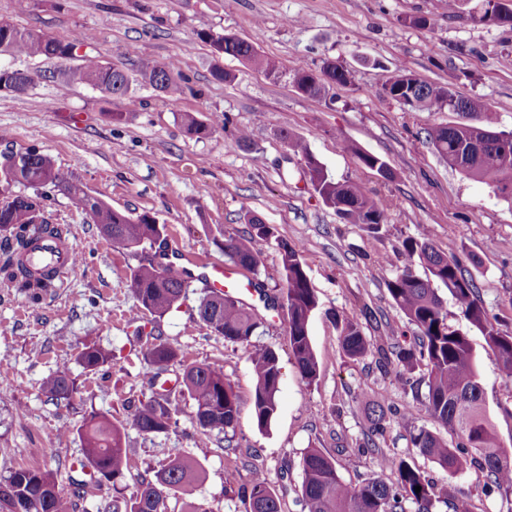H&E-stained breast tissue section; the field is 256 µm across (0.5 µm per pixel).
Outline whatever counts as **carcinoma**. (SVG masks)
<instances>
[{
    "label": "carcinoma",
    "mask_w": 512,
    "mask_h": 512,
    "mask_svg": "<svg viewBox=\"0 0 512 512\" xmlns=\"http://www.w3.org/2000/svg\"><path fill=\"white\" fill-rule=\"evenodd\" d=\"M470 17L491 15L502 26L512 27V7L503 0H482L480 8L469 11ZM197 36L211 43L214 49L237 58L251 67L277 76V60L261 53L245 40L229 44L224 36L206 29ZM77 45L64 43L46 35H37L14 24L0 20V54L40 57L59 62L75 56ZM139 74L146 83L165 97L177 98L184 93L185 78L175 62L159 64L144 59ZM47 78H62L69 83L95 87L106 94H127L130 75L122 62L104 63L95 56L85 55L81 63L60 67ZM409 74L396 71L382 84V91L396 100ZM300 93L320 98L333 85L349 82V72L333 62L323 66L322 75L300 67L294 75ZM32 84L30 75L14 69L12 74L0 70V91L24 94ZM415 104L410 109L427 112H452L457 92L451 87L432 85L424 81L414 93ZM468 111L478 117V124L436 126L427 137L448 166L474 180L483 181L506 200L512 201V132L497 129L496 113L479 99H466ZM181 122L188 135L206 138L224 128L217 120L202 121L186 112ZM289 149L310 168L313 189L325 205L333 208L346 224H359L377 229L386 223L388 205L362 185L335 180L326 167L309 151L303 140L291 133L283 134ZM360 162L385 179L392 178L387 164L378 156L356 151ZM21 185L32 193H17ZM57 190L65 191L90 216L102 236L124 243V248L137 250L144 245L166 248L165 225L147 214L132 217L103 199L93 196L69 171L56 167L50 156L36 148H27L0 160V237L4 239L0 254V278L37 301L40 294L55 287L52 271L34 268L28 263V253L35 241L54 234L47 208ZM254 232L246 236L224 239V255L228 261L245 270L258 272L265 247L275 245L281 251L283 268L282 300L288 310V336L291 354L301 376L313 384L319 376V361L309 335V321L319 306L314 289L310 288L298 245L279 239L273 227L255 215L247 216ZM403 253L410 263L393 270L387 282L388 291L408 323L417 333L408 347L399 341L387 342L382 336H363L358 322L340 319L341 347L350 358L364 356L370 349L389 359L394 377L402 385L408 375L419 370L417 384L426 387L424 406L450 433L456 435L455 445L425 428L410 432L413 447L448 470H458L467 458L480 461L487 472L486 493L512 490V452L500 442L485 410L484 391L474 365L471 345L465 334L448 326L443 300L434 285L448 288L462 317L477 327L489 346L497 353L502 375L512 379V336L502 335L489 319L477 299V288L465 277L458 259L438 251L431 243L416 238L403 242ZM420 265L424 275L418 276L414 266ZM188 282L170 269L154 264L141 265L131 274V289L140 309L154 317H162L185 297ZM200 320L224 341L242 346L249 355L255 376L252 419L260 430L267 429L278 408L281 367L275 350L256 342L262 325L261 318L237 297L204 291L198 304ZM148 341L145 362L150 374L149 385L172 366H182L175 385L193 401V420L205 433L224 434L225 449L234 450V436L241 415V401L224 371L207 363L189 362L184 351L164 341L154 331L146 334ZM112 358L98 346H87L79 354L78 363L93 371ZM71 368L63 363L42 381V391L52 400L68 399L76 392ZM369 427L357 452L364 454L376 445L390 426L391 417L385 407L368 402ZM174 409L170 394L153 392L145 401L130 405L126 420L120 424L94 410L85 416L79 430L83 443L84 465L106 478L117 481L128 468L127 431L141 435L166 432L173 421ZM378 466L390 470L395 480L387 483L371 479L358 487H349L341 480L336 461L319 448L306 449L302 457L301 488L305 512H431L440 499L434 486L422 473L402 459L381 453ZM201 479L198 466L184 455H175L158 470L154 478L143 480L129 496L112 500V512H167V499L172 494L191 495ZM421 487L415 491V487ZM84 486L67 494L59 488L53 471L41 467L19 466L0 479V512H76V500L83 497ZM248 501L249 512H281L280 498L268 480L255 477L250 486L241 488Z\"/></svg>",
    "instance_id": "carcinoma-1"
}]
</instances>
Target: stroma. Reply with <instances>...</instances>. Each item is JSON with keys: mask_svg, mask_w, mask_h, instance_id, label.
Instances as JSON below:
<instances>
[{"mask_svg": "<svg viewBox=\"0 0 512 512\" xmlns=\"http://www.w3.org/2000/svg\"><path fill=\"white\" fill-rule=\"evenodd\" d=\"M420 16L432 18L433 27L411 26L410 18ZM0 19L77 44L80 54L104 61H178L189 88L170 101L138 77L128 95L110 96L44 79L55 61L2 54L0 66L28 72L33 83L22 95L0 92V150L38 147L58 167L72 170L92 195L165 225L167 253L191 258L195 279L186 300L154 325L192 360L222 367L241 400L236 453L225 451L223 435L201 432L191 400L176 393L175 422L167 432L144 437L129 431V466L118 482L75 467L86 413L120 422L127 401L149 391L145 342L129 322L140 313L130 275L156 253L113 246L59 191L50 203L51 220L68 227L74 248L82 251L80 272L58 282L37 305L0 280V477L21 465L52 469L64 492L85 483L77 512H103L115 492L131 494L170 456L182 454L201 470L194 494L212 512H246L244 499L225 488L231 469L241 485L263 475L282 512H302L305 448L316 446L333 457L346 484L392 480L372 455L352 452L369 426L367 401L412 410L413 425L444 434L423 405L424 389L402 387L375 351L345 356L336 319H357L368 337L412 336L387 288L393 267L408 262L402 243L412 237L455 256L500 333L512 336V202L450 168L428 143L427 129L459 122L457 113L413 111L381 90L399 68L483 101L500 129L510 131L512 28L473 22L464 11L449 13L448 0H0ZM203 27L252 42L279 61L280 76L216 53L198 38ZM328 61L349 71L347 85L320 99L294 87L297 67L317 74ZM217 66L233 73L234 81L213 80ZM118 112L124 119L116 124L112 116ZM186 112L202 120L223 116L225 127L205 139L189 137L181 125ZM242 129L250 135L246 147L236 141ZM287 132L303 139L335 179L363 184L387 199L385 224L372 232L343 223L312 188L283 138ZM360 149L385 161L392 178L365 167L356 155ZM248 212L273 226L280 239L300 245L320 302L309 326L320 372L310 385L289 348L288 313L279 304V250L265 248L257 273H240L262 286V295L247 303L265 318L259 341L277 352L281 366L278 409L265 431L251 418L255 378L246 351L212 333L196 309L202 274L224 263L225 237L250 231ZM381 255L391 258V266L378 265ZM439 293L449 326L473 348L487 415L503 444L512 446V381L502 376L495 350L461 317L447 288ZM88 345L111 351V363L83 369L77 358ZM64 362L77 391L57 402L41 383ZM379 445L419 469L436 489L449 490L448 501L436 503L433 512H454L461 503L470 512H512L511 499L485 495L479 465L441 468L412 446L404 426L391 424Z\"/></svg>", "mask_w": 512, "mask_h": 512, "instance_id": "stroma-1", "label": "stroma"}]
</instances>
